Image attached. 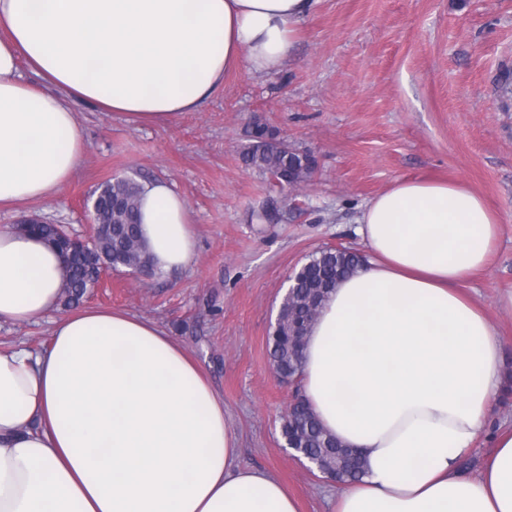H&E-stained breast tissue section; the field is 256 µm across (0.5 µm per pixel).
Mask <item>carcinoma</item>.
Segmentation results:
<instances>
[{
    "label": "carcinoma",
    "instance_id": "carcinoma-1",
    "mask_svg": "<svg viewBox=\"0 0 512 512\" xmlns=\"http://www.w3.org/2000/svg\"><path fill=\"white\" fill-rule=\"evenodd\" d=\"M249 145L242 153L246 166L256 170L268 181H277L279 190L288 187V175L302 180L303 161L308 155L274 136L272 130L253 125L245 130ZM138 185L130 179L115 177L106 182L100 193V232L94 253H72L66 266V287L63 302L79 303L88 288L97 281L101 267L130 272L152 266L141 238L137 216ZM23 228L44 238L55 249L68 241L67 233L56 224H25ZM363 258L345 248H323L303 264L304 274L293 283L294 293L284 299L283 308L293 306L292 319L284 320L272 331L268 339L271 363L292 378L301 376L302 359L297 353L301 337L296 335V325L310 322V302L319 308L329 292L344 277L352 273ZM281 433L318 458L322 465L340 477L345 484L359 480L362 474L360 454L345 448L328 435L311 410L300 415L282 418Z\"/></svg>",
    "mask_w": 512,
    "mask_h": 512
}]
</instances>
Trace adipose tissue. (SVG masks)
Returning <instances> with one entry per match:
<instances>
[{
	"mask_svg": "<svg viewBox=\"0 0 512 512\" xmlns=\"http://www.w3.org/2000/svg\"><path fill=\"white\" fill-rule=\"evenodd\" d=\"M315 0H0V206L59 193L79 167L91 101L141 124L197 111L232 70L287 59ZM157 272L196 238L164 181L139 193ZM507 227L464 183L403 179L368 200L367 260L312 324L303 394L364 474L334 512H512V429L479 478L457 467L502 379V344L460 284ZM59 253L0 227V322L56 310ZM224 400L154 322L84 307L46 349L0 351V512H299L270 472L240 466Z\"/></svg>",
	"mask_w": 512,
	"mask_h": 512,
	"instance_id": "obj_1",
	"label": "adipose tissue"
}]
</instances>
